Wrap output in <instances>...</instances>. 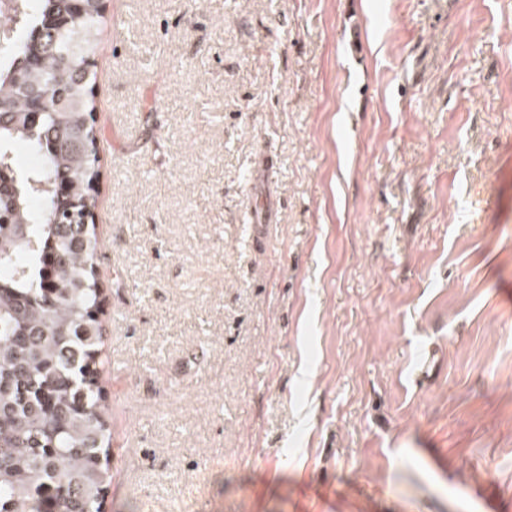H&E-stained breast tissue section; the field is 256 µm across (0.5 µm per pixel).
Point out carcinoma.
<instances>
[{"label":"carcinoma","mask_w":512,"mask_h":512,"mask_svg":"<svg viewBox=\"0 0 512 512\" xmlns=\"http://www.w3.org/2000/svg\"><path fill=\"white\" fill-rule=\"evenodd\" d=\"M21 0L0 26V512H100L112 481L108 407L97 371L103 327L91 317L102 248L76 203L98 177V159L68 143L89 142L94 125L95 55L104 15L99 0ZM43 47L47 65L28 56ZM61 105L27 128L34 93ZM38 157L16 166L15 149ZM57 220L45 223L46 215ZM26 235L18 237L20 224ZM51 251L63 275L45 287Z\"/></svg>","instance_id":"obj_1"}]
</instances>
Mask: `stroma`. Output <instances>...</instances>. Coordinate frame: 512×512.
<instances>
[{"mask_svg":"<svg viewBox=\"0 0 512 512\" xmlns=\"http://www.w3.org/2000/svg\"><path fill=\"white\" fill-rule=\"evenodd\" d=\"M94 71L101 512H512V0H109Z\"/></svg>","mask_w":512,"mask_h":512,"instance_id":"obj_1","label":"stroma"}]
</instances>
